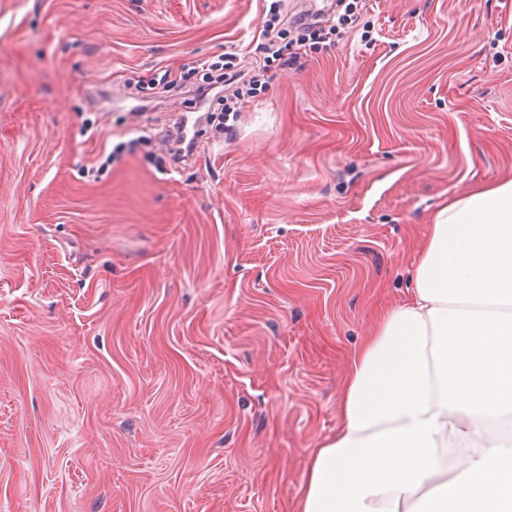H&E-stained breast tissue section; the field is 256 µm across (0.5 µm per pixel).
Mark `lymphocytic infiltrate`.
I'll return each instance as SVG.
<instances>
[{
  "label": "lymphocytic infiltrate",
  "instance_id": "f902f5d3",
  "mask_svg": "<svg viewBox=\"0 0 512 512\" xmlns=\"http://www.w3.org/2000/svg\"><path fill=\"white\" fill-rule=\"evenodd\" d=\"M336 4L344 12L337 24L327 26L305 15L285 20L280 14L279 0H271L260 31V55L251 69H243L234 52L225 53L223 63L195 67L188 91L193 102L208 103L207 123H215L218 114L241 111L246 103L267 89L278 71L301 58L303 48L330 41L338 26L347 25L354 11L352 0H336Z\"/></svg>",
  "mask_w": 512,
  "mask_h": 512
}]
</instances>
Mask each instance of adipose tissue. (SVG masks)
<instances>
[{
	"label": "adipose tissue",
	"instance_id": "obj_1",
	"mask_svg": "<svg viewBox=\"0 0 512 512\" xmlns=\"http://www.w3.org/2000/svg\"><path fill=\"white\" fill-rule=\"evenodd\" d=\"M299 512H512V180L437 208L411 299L351 353Z\"/></svg>",
	"mask_w": 512,
	"mask_h": 512
}]
</instances>
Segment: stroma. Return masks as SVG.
I'll return each mask as SVG.
<instances>
[{
    "instance_id": "obj_1",
    "label": "stroma",
    "mask_w": 512,
    "mask_h": 512,
    "mask_svg": "<svg viewBox=\"0 0 512 512\" xmlns=\"http://www.w3.org/2000/svg\"><path fill=\"white\" fill-rule=\"evenodd\" d=\"M262 6L0 0V512H298L433 213L512 179V0H360L160 171L182 95L114 88L251 62Z\"/></svg>"
}]
</instances>
